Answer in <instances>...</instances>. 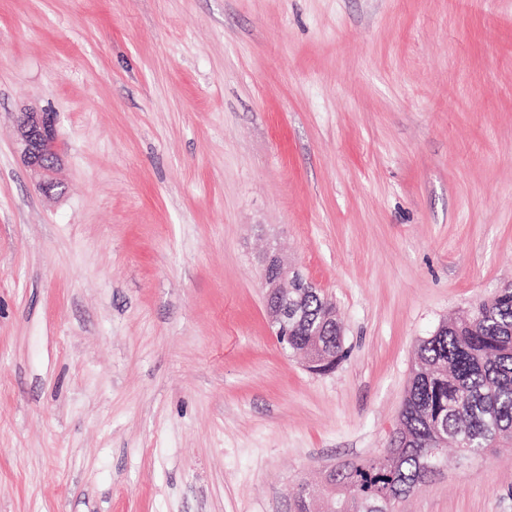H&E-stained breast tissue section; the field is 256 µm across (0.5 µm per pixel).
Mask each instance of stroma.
<instances>
[{
  "label": "stroma",
  "instance_id": "35a3bbf8",
  "mask_svg": "<svg viewBox=\"0 0 512 512\" xmlns=\"http://www.w3.org/2000/svg\"><path fill=\"white\" fill-rule=\"evenodd\" d=\"M271 247L336 304L328 372L268 326ZM510 281L512 0H0V512H289ZM399 512H512V447ZM21 157L38 178L37 188L50 194L49 185L57 182L55 173L60 164L54 149L56 116L53 112H18L15 118Z\"/></svg>",
  "mask_w": 512,
  "mask_h": 512
}]
</instances>
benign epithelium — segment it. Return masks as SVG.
Here are the masks:
<instances>
[{"label": "benign epithelium", "instance_id": "obj_1", "mask_svg": "<svg viewBox=\"0 0 512 512\" xmlns=\"http://www.w3.org/2000/svg\"><path fill=\"white\" fill-rule=\"evenodd\" d=\"M21 157L37 177V188L51 193L49 185L56 183L55 173L60 164L54 149L56 116L52 112H19L15 118ZM265 311L273 329L288 330V323L300 322L298 306L300 290L321 292L313 282L292 268L288 260L275 250L263 260Z\"/></svg>", "mask_w": 512, "mask_h": 512}]
</instances>
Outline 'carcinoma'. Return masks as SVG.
I'll return each mask as SVG.
<instances>
[{"label": "carcinoma", "instance_id": "obj_1", "mask_svg": "<svg viewBox=\"0 0 512 512\" xmlns=\"http://www.w3.org/2000/svg\"><path fill=\"white\" fill-rule=\"evenodd\" d=\"M305 322L288 326L284 346L313 361L345 357L341 326L318 327L328 306L303 296ZM399 428L378 455L336 466L330 481L302 484L293 512H396L446 461L447 446L461 459L512 442V283L473 307L466 318L421 339L398 416Z\"/></svg>", "mask_w": 512, "mask_h": 512}]
</instances>
